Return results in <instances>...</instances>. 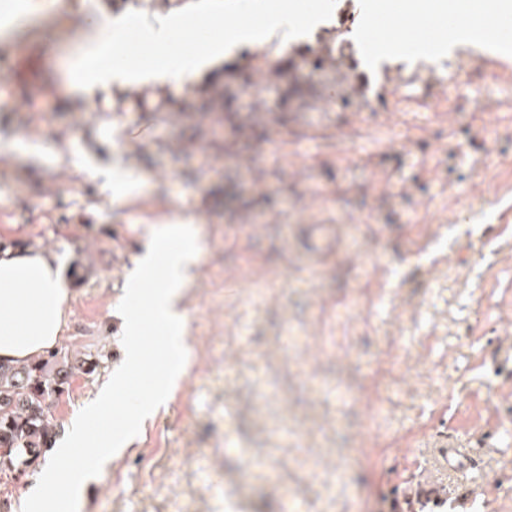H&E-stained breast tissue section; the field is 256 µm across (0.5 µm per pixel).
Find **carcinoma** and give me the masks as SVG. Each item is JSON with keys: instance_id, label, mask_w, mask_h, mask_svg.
Masks as SVG:
<instances>
[{"instance_id": "obj_1", "label": "carcinoma", "mask_w": 512, "mask_h": 512, "mask_svg": "<svg viewBox=\"0 0 512 512\" xmlns=\"http://www.w3.org/2000/svg\"><path fill=\"white\" fill-rule=\"evenodd\" d=\"M344 54L328 43L317 54L303 57L324 85L340 79ZM96 363H73L68 355L50 351L25 362H0V465L23 472L35 463L55 436L52 398L64 392L78 372L89 374Z\"/></svg>"}]
</instances>
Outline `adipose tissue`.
Wrapping results in <instances>:
<instances>
[{
  "label": "adipose tissue",
  "instance_id": "ef3b65f1",
  "mask_svg": "<svg viewBox=\"0 0 512 512\" xmlns=\"http://www.w3.org/2000/svg\"><path fill=\"white\" fill-rule=\"evenodd\" d=\"M249 13L261 17V24L235 23L225 29L223 38L200 40L188 52L177 38L182 15L173 12L144 19L140 33L161 58L136 67L111 58L115 46L125 39L124 18L93 20L66 64L71 75L68 91L71 96L86 97L114 88L179 87L197 81L243 49L274 42L284 52L298 36L287 11L270 9L266 0H252ZM72 295L61 259L52 250H0V360L22 362L60 344Z\"/></svg>",
  "mask_w": 512,
  "mask_h": 512
}]
</instances>
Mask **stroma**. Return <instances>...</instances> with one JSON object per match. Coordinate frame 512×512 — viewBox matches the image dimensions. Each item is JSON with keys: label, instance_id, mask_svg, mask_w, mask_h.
<instances>
[{"label": "stroma", "instance_id": "1", "mask_svg": "<svg viewBox=\"0 0 512 512\" xmlns=\"http://www.w3.org/2000/svg\"><path fill=\"white\" fill-rule=\"evenodd\" d=\"M374 2H353L359 104L304 67L286 105L288 80L257 46L230 63L250 78L233 105L243 116L258 97L266 114L236 132L204 93L220 69L158 100L147 88L71 98L67 26L111 14L112 0H0V19L21 12L0 29V244L60 255L73 296L59 350L98 363L54 399L60 434L121 357L117 307L153 231L192 225L199 247L179 302L184 374L81 512H282L287 493L304 512H512V236L481 240L512 212V43L492 52L471 35L488 0H428L427 17L454 18L486 67L458 90V51L417 41L375 67L405 0ZM292 4L297 60L335 34L344 0ZM313 12L324 24H306ZM478 151L493 154V181L471 164ZM91 164L145 185L100 190ZM313 224L337 246L308 263ZM228 279L242 292H225ZM443 410L449 447L485 441L474 478L448 471L430 425ZM409 467L454 486L453 501L407 492Z\"/></svg>", "mask_w": 512, "mask_h": 512}]
</instances>
